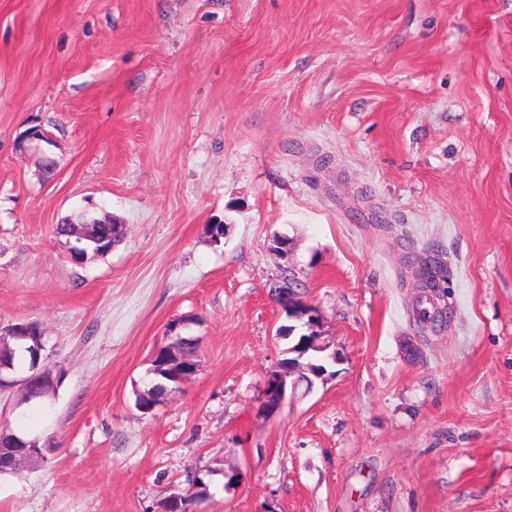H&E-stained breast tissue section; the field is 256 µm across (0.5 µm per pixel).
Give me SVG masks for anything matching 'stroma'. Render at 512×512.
I'll return each instance as SVG.
<instances>
[{
	"label": "stroma",
	"mask_w": 512,
	"mask_h": 512,
	"mask_svg": "<svg viewBox=\"0 0 512 512\" xmlns=\"http://www.w3.org/2000/svg\"><path fill=\"white\" fill-rule=\"evenodd\" d=\"M81 213L123 226L84 265L54 234ZM287 276L336 359L268 417ZM19 322L63 379L48 412L0 394L49 449L0 512H158L196 477L188 512H512V0H0ZM174 322L198 368L145 414Z\"/></svg>",
	"instance_id": "obj_1"
}]
</instances>
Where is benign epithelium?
<instances>
[{
  "mask_svg": "<svg viewBox=\"0 0 512 512\" xmlns=\"http://www.w3.org/2000/svg\"><path fill=\"white\" fill-rule=\"evenodd\" d=\"M300 283L290 277L288 281L275 287L274 300L286 314L288 323L276 329V339L288 340L292 345L286 350L288 357L280 360L265 381L261 410L272 417L279 412L286 398L287 387H297L306 383L312 387V378L324 376L326 368L311 361L302 363L301 359L311 353L315 356L327 351L326 344L318 330L319 314L298 291Z\"/></svg>",
  "mask_w": 512,
  "mask_h": 512,
  "instance_id": "benign-epithelium-1",
  "label": "benign epithelium"
}]
</instances>
